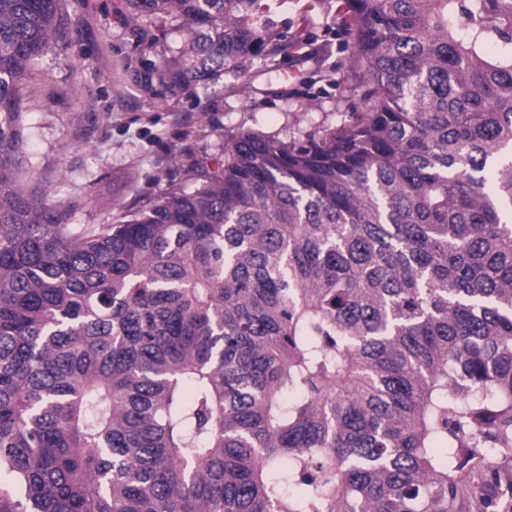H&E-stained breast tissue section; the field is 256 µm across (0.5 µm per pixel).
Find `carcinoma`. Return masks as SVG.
Masks as SVG:
<instances>
[{
  "mask_svg": "<svg viewBox=\"0 0 512 512\" xmlns=\"http://www.w3.org/2000/svg\"><path fill=\"white\" fill-rule=\"evenodd\" d=\"M173 92L263 0H126ZM60 0H0V512H512V0H341L363 109L63 223L17 128Z\"/></svg>",
  "mask_w": 512,
  "mask_h": 512,
  "instance_id": "cac0c4a2",
  "label": "carcinoma"
}]
</instances>
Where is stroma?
<instances>
[{
	"label": "stroma",
	"instance_id": "35a3bbf8",
	"mask_svg": "<svg viewBox=\"0 0 512 512\" xmlns=\"http://www.w3.org/2000/svg\"><path fill=\"white\" fill-rule=\"evenodd\" d=\"M338 4L268 0L244 76L176 98L142 80L141 60L176 53L181 32L133 19L124 0H62V37L33 71L20 121L42 196L70 210L71 223L111 224L192 190L189 166L220 165L237 132L286 139L361 111ZM269 59L277 76L262 66Z\"/></svg>",
	"mask_w": 512,
	"mask_h": 512
}]
</instances>
